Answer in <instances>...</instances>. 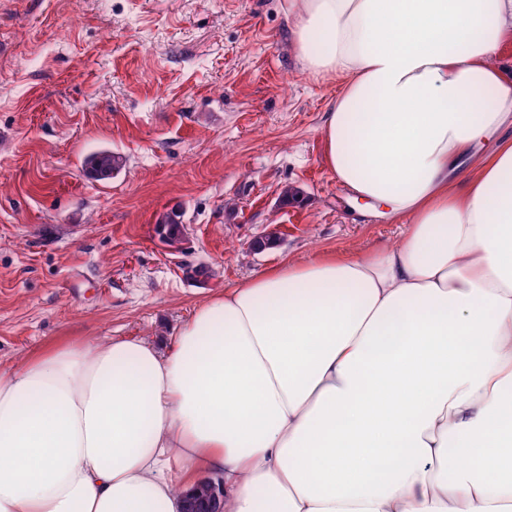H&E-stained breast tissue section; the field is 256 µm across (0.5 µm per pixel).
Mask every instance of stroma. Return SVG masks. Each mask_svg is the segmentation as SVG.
<instances>
[{"instance_id": "stroma-1", "label": "stroma", "mask_w": 512, "mask_h": 512, "mask_svg": "<svg viewBox=\"0 0 512 512\" xmlns=\"http://www.w3.org/2000/svg\"><path fill=\"white\" fill-rule=\"evenodd\" d=\"M0 85V368L89 339L161 346L238 282L400 240L324 161L338 84L302 70L284 0H0ZM100 149L125 159L102 181L84 165ZM175 206L172 247L156 219Z\"/></svg>"}]
</instances>
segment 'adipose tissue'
I'll return each instance as SVG.
<instances>
[{
  "label": "adipose tissue",
  "instance_id": "obj_1",
  "mask_svg": "<svg viewBox=\"0 0 512 512\" xmlns=\"http://www.w3.org/2000/svg\"><path fill=\"white\" fill-rule=\"evenodd\" d=\"M337 78L325 161L398 244L314 256L199 304L166 350L0 372V512H512V0H287ZM467 449L466 458L449 447ZM209 495L186 501L188 512H223L224 486L208 482Z\"/></svg>",
  "mask_w": 512,
  "mask_h": 512
}]
</instances>
